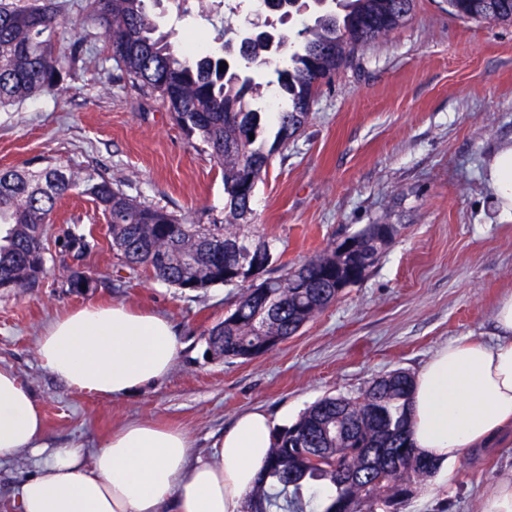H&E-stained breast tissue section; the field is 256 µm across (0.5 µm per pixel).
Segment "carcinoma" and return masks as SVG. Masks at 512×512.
<instances>
[{
  "label": "carcinoma",
  "instance_id": "obj_1",
  "mask_svg": "<svg viewBox=\"0 0 512 512\" xmlns=\"http://www.w3.org/2000/svg\"><path fill=\"white\" fill-rule=\"evenodd\" d=\"M148 0H88L87 21L102 30L108 50L125 74L163 99L189 137L212 150L224 175V218L188 224L168 211L142 204L111 180L80 175L32 160L21 169L0 171V288H33L45 272V225L58 201L73 188L91 198L112 233V247L123 266L145 269L183 290L216 284L241 290L231 315L207 331L208 350L219 358L248 359L266 353L262 342L296 335L338 299L336 276L363 281L393 242L381 224H365L349 239L354 260L342 258L343 241L327 245L297 266L257 284L233 279L251 261L254 245L248 218L255 186L276 150L308 123L320 90L317 78L331 76L358 48L388 35L411 15L414 0H321L295 34L275 31L288 49L284 68L265 85L229 70L221 52L195 53L159 29ZM458 17L512 23V0H448ZM62 27L54 0L19 5L0 0V107L19 104L59 89L62 73L81 55L75 41L69 54L57 49ZM249 56L262 60L270 44L258 37ZM288 101L270 115L248 106L260 88ZM276 131L267 143L269 123ZM254 138H249V135ZM64 251L78 258L86 249L76 228L60 238ZM412 377L394 371L357 398L325 396L291 426L274 435L272 448L247 512H374L378 503L398 506L429 478L434 464L410 442L407 413Z\"/></svg>",
  "mask_w": 512,
  "mask_h": 512
}]
</instances>
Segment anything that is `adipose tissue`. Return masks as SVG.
<instances>
[{
    "label": "adipose tissue",
    "mask_w": 512,
    "mask_h": 512,
    "mask_svg": "<svg viewBox=\"0 0 512 512\" xmlns=\"http://www.w3.org/2000/svg\"><path fill=\"white\" fill-rule=\"evenodd\" d=\"M487 185L512 218V143L487 160ZM491 339L441 346L414 379L411 439L448 487L467 450L512 437V294L497 304ZM182 343L164 316L123 304L93 303L64 313L38 336L44 368L68 386L102 398L143 391L172 371ZM274 420L247 410L212 451L153 420L131 421L91 449L52 448L40 407L0 368V466L28 456L33 472L17 488L18 512H243L272 444Z\"/></svg>",
    "instance_id": "ef3b65f1"
}]
</instances>
